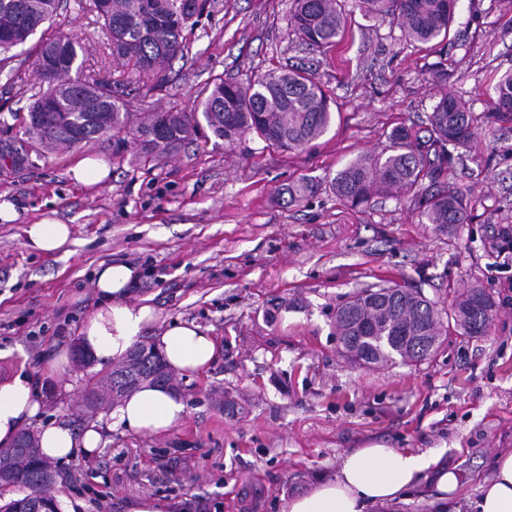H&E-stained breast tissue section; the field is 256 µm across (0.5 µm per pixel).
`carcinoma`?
<instances>
[{"label":"carcinoma","instance_id":"cac0c4a2","mask_svg":"<svg viewBox=\"0 0 512 512\" xmlns=\"http://www.w3.org/2000/svg\"><path fill=\"white\" fill-rule=\"evenodd\" d=\"M141 0H90L89 10L107 35L112 57L125 60L147 76L166 80L174 59L186 54L184 35L188 23L208 6L193 0H151L161 27L140 32L132 19ZM368 15L390 17L412 41L421 44L448 39L454 22L456 0H358ZM60 0H0V72L17 57L13 50L34 35L29 50L31 66L43 91L28 107L26 133L47 147H72L90 143L126 128L127 105L109 79L87 82L80 77L83 51L80 42L59 31L51 32ZM290 22L301 40L317 49L340 44L345 27L340 0H293ZM63 52V66L51 75L42 72L44 59ZM493 112L488 118L512 122V71L496 85ZM332 123L330 100L316 79L302 68L269 70L247 82L217 78L198 96L191 112H153L136 130L143 153L165 158L207 129L233 146L252 133L284 151H299L322 137ZM428 139L405 126L386 133L387 143L374 154L349 160L330 182L336 197L358 209L380 193L408 196L427 224L440 229L465 224L469 219L470 191L454 182H442L454 151L473 140V117L465 101L444 93L429 116ZM318 185L305 179L288 188L293 202L314 195ZM495 310L493 297L479 284L454 292L451 309L426 297L420 290L396 280L360 288L336 310V336H364L368 351L363 367L393 361L407 363L434 356L452 335L484 333ZM428 337L419 350L400 346L399 337ZM166 379L159 353L151 343L140 342L123 361L112 365L89 391L95 405L108 404L140 385ZM57 472L40 453L39 440L22 433L19 448L0 449V487L21 493L0 503V512H60L56 497Z\"/></svg>","mask_w":512,"mask_h":512}]
</instances>
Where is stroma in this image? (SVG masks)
I'll return each mask as SVG.
<instances>
[{
  "label": "stroma",
  "instance_id": "stroma-1",
  "mask_svg": "<svg viewBox=\"0 0 512 512\" xmlns=\"http://www.w3.org/2000/svg\"><path fill=\"white\" fill-rule=\"evenodd\" d=\"M87 0H63L54 30L84 47L85 73L116 81L131 122L120 134L50 150L26 133L38 83L31 64L0 75V148L23 165L0 163V194L18 212L0 223V378L18 372L43 385L41 412L26 428L97 425L98 449L57 465L62 512H131L143 501L167 512H279L282 497L336 473L349 449L383 443L441 455L466 482L469 512L497 451L512 449V123L490 124L498 77L512 70V0H458L441 53L409 40L389 18L343 0L345 38L326 52L304 45L289 23L292 0H211L185 31L189 52L166 81L112 58ZM448 62V93L475 118L478 146L447 178L471 187L469 221L443 233L422 223L406 198L374 197L353 210L330 188L362 151L381 149L398 124L425 135L442 88L428 71ZM304 67L330 98L333 122L306 150L282 152L248 135L234 147L198 136L171 156L146 158L135 122L146 112L190 110L214 78L244 81ZM85 157L111 165L105 186L75 184ZM319 183L292 205L298 179ZM56 211L73 228L68 253L31 251L25 225ZM122 261L137 273L131 301L157 320H181L214 336L221 351L202 374L179 376L188 414L167 433L144 435L90 411L99 366L50 364L74 351L100 298L93 272ZM383 276L403 277L432 299L480 283L496 314L478 336H452L434 358L362 368L343 358L337 307ZM235 401V414L219 397Z\"/></svg>",
  "mask_w": 512,
  "mask_h": 512
}]
</instances>
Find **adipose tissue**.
Masks as SVG:
<instances>
[{"mask_svg": "<svg viewBox=\"0 0 512 512\" xmlns=\"http://www.w3.org/2000/svg\"><path fill=\"white\" fill-rule=\"evenodd\" d=\"M27 245L41 254L64 250L72 241L71 225L48 211L24 229ZM133 267L121 262L100 265L94 285L100 306L82 324V351L98 365L112 363L140 342L154 319L147 304L127 300L135 280ZM155 341L167 365L177 373H198L218 354L213 336L192 323L163 328ZM39 390L34 379L15 374L0 379V447H9L20 427L40 413ZM118 424L148 435L180 425L187 405L177 393L145 386L130 393L112 413ZM42 452L53 461L70 460L77 452L92 453L101 436L96 427L75 431L66 425H48L40 434ZM435 489L438 512H457L462 483L459 473L441 464L438 455L410 448L374 444L351 449L334 477L316 480L302 493L282 498L280 512H376L377 508L406 502L423 485ZM474 512H512V450L495 454L493 474L482 481L472 503Z\"/></svg>", "mask_w": 512, "mask_h": 512, "instance_id": "ef3b65f1", "label": "adipose tissue"}]
</instances>
